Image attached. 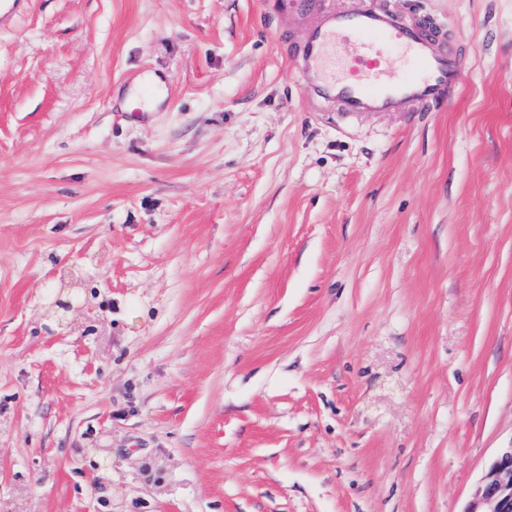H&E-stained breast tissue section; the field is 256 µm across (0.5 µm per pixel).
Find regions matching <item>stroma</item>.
<instances>
[{
    "label": "stroma",
    "instance_id": "35a3bbf8",
    "mask_svg": "<svg viewBox=\"0 0 512 512\" xmlns=\"http://www.w3.org/2000/svg\"><path fill=\"white\" fill-rule=\"evenodd\" d=\"M309 2L462 85L324 111L277 0L0 29V512H463L512 446V0Z\"/></svg>",
    "mask_w": 512,
    "mask_h": 512
}]
</instances>
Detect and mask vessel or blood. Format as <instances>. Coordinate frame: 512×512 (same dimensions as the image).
<instances>
[{
	"label": "vessel or blood",
	"instance_id": "b4317fda",
	"mask_svg": "<svg viewBox=\"0 0 512 512\" xmlns=\"http://www.w3.org/2000/svg\"><path fill=\"white\" fill-rule=\"evenodd\" d=\"M303 57L297 65L306 94L324 106L348 114L399 112L424 106L457 90L463 60L435 51L420 26L406 25L388 9L357 8L315 11L305 19ZM355 49L347 73L330 76L329 63L338 44ZM403 55L413 72L386 80L377 72L386 65L385 50Z\"/></svg>",
	"mask_w": 512,
	"mask_h": 512
}]
</instances>
